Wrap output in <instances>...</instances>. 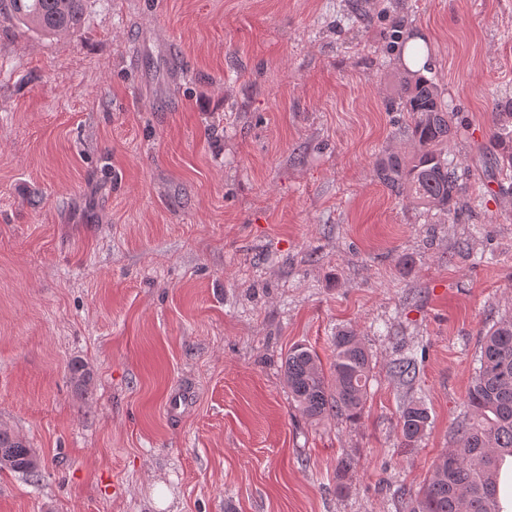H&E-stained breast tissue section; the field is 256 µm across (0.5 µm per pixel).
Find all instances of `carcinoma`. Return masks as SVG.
Here are the masks:
<instances>
[{"label": "carcinoma", "instance_id": "cac0c4a2", "mask_svg": "<svg viewBox=\"0 0 512 512\" xmlns=\"http://www.w3.org/2000/svg\"><path fill=\"white\" fill-rule=\"evenodd\" d=\"M85 0H0V13L47 36L61 35L81 22ZM396 94L401 110L409 113L408 132L418 145L408 161L391 156L376 169L390 189L406 194L428 210L451 213L459 192L454 167L442 145L452 133L448 105L437 84L417 74L398 77ZM500 169H512V106L493 113ZM334 359L326 369L309 347L288 351L284 380L297 409L308 420L327 415L351 421L362 417L368 397L372 354L349 330L333 339ZM478 366L468 388V415L454 426L455 441L435 466L412 506V512H489L485 503L500 497L502 469L512 459V317L491 326L480 344ZM394 376L412 379L416 362L404 357L394 363ZM429 412L423 403L409 401L399 414L402 445L421 441ZM0 467L36 476L41 461L21 439L0 429Z\"/></svg>", "mask_w": 512, "mask_h": 512}]
</instances>
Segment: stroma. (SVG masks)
I'll list each match as a JSON object with an SVG mask.
<instances>
[{
    "label": "stroma",
    "mask_w": 512,
    "mask_h": 512,
    "mask_svg": "<svg viewBox=\"0 0 512 512\" xmlns=\"http://www.w3.org/2000/svg\"><path fill=\"white\" fill-rule=\"evenodd\" d=\"M412 37L455 220L375 173L416 150ZM510 101L512 0H87L62 37L0 14V427L42 461L0 470V512H404L512 315ZM341 329L373 354L365 412L307 421L281 363H331ZM403 64L412 71L425 72L429 64V53L421 39L410 38L403 49ZM512 103L504 107V112H494L493 121L496 128L498 147L501 150L500 156L495 157L496 168L506 171L512 169ZM507 109V110H506ZM508 111V112H506ZM429 412L420 401H409L399 414V425L404 447L415 446L421 441L428 425Z\"/></svg>",
    "instance_id": "35a3bbf8"
}]
</instances>
